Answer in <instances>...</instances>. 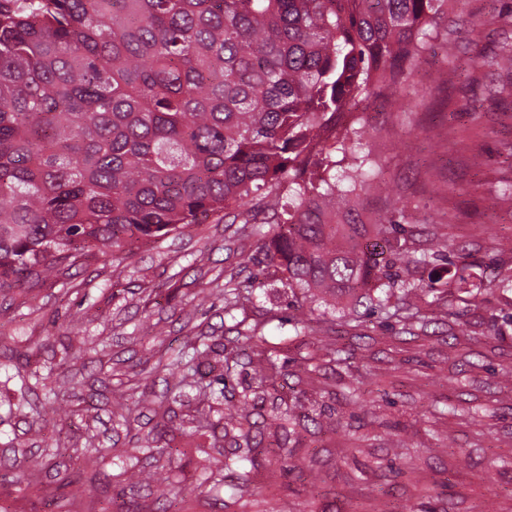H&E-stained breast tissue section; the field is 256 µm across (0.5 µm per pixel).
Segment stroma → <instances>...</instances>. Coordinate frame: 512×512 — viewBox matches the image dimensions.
<instances>
[{"label": "stroma", "instance_id": "obj_1", "mask_svg": "<svg viewBox=\"0 0 512 512\" xmlns=\"http://www.w3.org/2000/svg\"><path fill=\"white\" fill-rule=\"evenodd\" d=\"M456 44L446 54L444 42ZM512 46V0H449L407 82L397 112L378 95L358 108L368 134L359 152L385 194L360 195L358 214L393 217L411 247L436 251L412 269L431 286L418 314L343 300L326 309L293 296L258 257L275 225L209 219L123 262L84 266L29 292L0 289V363L31 354L41 382L24 389L0 373V512H161L151 489H121L119 468L65 466L39 432L43 388L65 407L64 445L136 457L178 490L181 512H512V71L495 58ZM480 280L460 291L458 268ZM246 302L224 308V284ZM262 334L278 355L279 394L296 419L279 459L258 434L255 462L236 492L214 474L230 441L214 437L253 383L247 340ZM207 343L229 366L224 403L173 400L165 368L186 346ZM152 392L167 409L121 416L112 394ZM159 449L147 448L148 433ZM276 447V446H275ZM33 466L26 488L15 465Z\"/></svg>", "mask_w": 512, "mask_h": 512}]
</instances>
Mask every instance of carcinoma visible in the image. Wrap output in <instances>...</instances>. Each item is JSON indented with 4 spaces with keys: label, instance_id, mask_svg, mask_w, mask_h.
<instances>
[{
    "label": "carcinoma",
    "instance_id": "1",
    "mask_svg": "<svg viewBox=\"0 0 512 512\" xmlns=\"http://www.w3.org/2000/svg\"><path fill=\"white\" fill-rule=\"evenodd\" d=\"M448 0H0V288H38L95 253L108 265L253 200L278 218L265 259L283 285L330 308L349 297L388 306L422 298L396 265L433 255L401 243L388 217H353L373 165L349 146L358 99L399 110L415 58ZM341 199L351 220L336 223ZM380 291L381 295L372 296ZM211 348L165 369L173 389L214 400L196 379ZM275 351L257 352L266 391ZM257 393L224 410L236 451L253 462ZM57 393H44L56 433ZM88 441L53 456L102 461Z\"/></svg>",
    "mask_w": 512,
    "mask_h": 512
}]
</instances>
